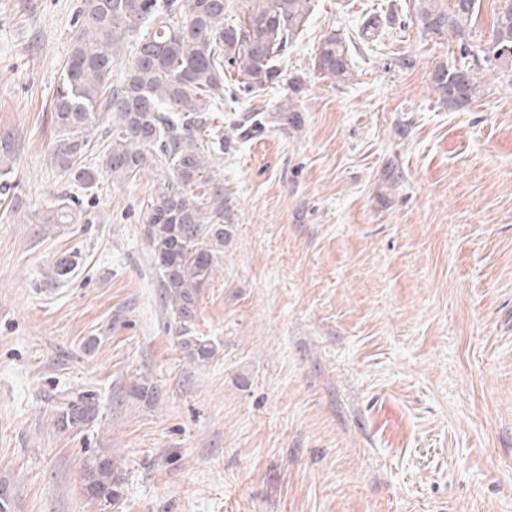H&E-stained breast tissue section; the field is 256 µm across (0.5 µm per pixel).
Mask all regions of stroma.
I'll list each match as a JSON object with an SVG mask.
<instances>
[{"label": "stroma", "mask_w": 512, "mask_h": 512, "mask_svg": "<svg viewBox=\"0 0 512 512\" xmlns=\"http://www.w3.org/2000/svg\"><path fill=\"white\" fill-rule=\"evenodd\" d=\"M311 2L283 80L254 97L224 76L212 164L234 234L199 295L195 333L217 351L197 363L143 234L165 168L74 189L94 223L41 221L64 183L53 95L80 0H0V139L19 193L0 195L13 512H512V70L483 66L482 96L448 107L431 71L462 54L412 0ZM332 32L351 46L343 84L312 67ZM290 106L300 126L239 125ZM62 391L92 394L97 419L59 430ZM101 448L123 476L108 509L80 482Z\"/></svg>", "instance_id": "obj_1"}]
</instances>
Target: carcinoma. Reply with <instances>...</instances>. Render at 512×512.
Returning a JSON list of instances; mask_svg holds the SVG:
<instances>
[{
	"instance_id": "cac0c4a2",
	"label": "carcinoma",
	"mask_w": 512,
	"mask_h": 512,
	"mask_svg": "<svg viewBox=\"0 0 512 512\" xmlns=\"http://www.w3.org/2000/svg\"><path fill=\"white\" fill-rule=\"evenodd\" d=\"M245 21L224 23L225 0H81L71 53L63 66L52 113L57 128L50 158L73 186L91 191L104 172L129 182L146 166L166 167L167 178L148 200L143 232L157 267L165 301L179 324L181 345L199 363L216 348L194 335L201 288L211 281L232 225L224 223V183L212 175L210 150L200 132L224 111V68L245 77L255 93L280 77L284 55L309 16L310 0H252ZM491 38L479 49L497 61L512 60V0H497ZM422 29L472 52L467 38L480 0H453L445 11L438 0H413ZM134 45L125 78L112 82L123 46ZM314 66L343 83L352 76L344 39L332 32L317 46ZM433 90L448 106L460 108L483 92L471 65L439 62ZM104 128L106 146L96 165L84 162L92 135ZM206 187L203 196L194 189ZM72 194L63 192L42 217L43 224H73ZM95 404L79 393L63 392L56 425L79 429ZM84 493L104 506L121 496L122 483L112 453L100 449L82 462Z\"/></svg>"
}]
</instances>
